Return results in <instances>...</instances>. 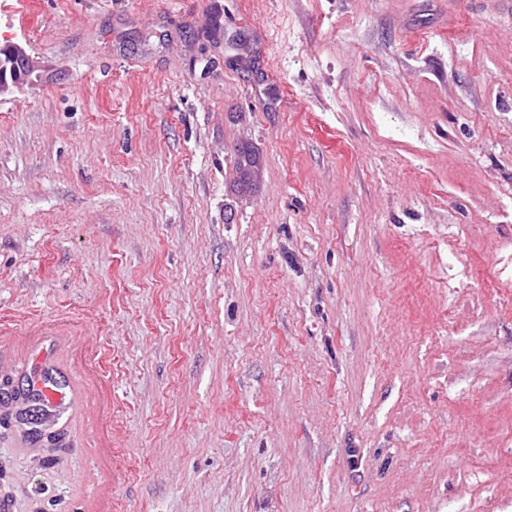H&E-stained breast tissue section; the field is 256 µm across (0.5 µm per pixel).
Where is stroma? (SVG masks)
I'll return each mask as SVG.
<instances>
[{
	"instance_id": "obj_1",
	"label": "stroma",
	"mask_w": 512,
	"mask_h": 512,
	"mask_svg": "<svg viewBox=\"0 0 512 512\" xmlns=\"http://www.w3.org/2000/svg\"><path fill=\"white\" fill-rule=\"evenodd\" d=\"M5 2L10 512H512V0ZM44 73L22 45L10 41L0 45V95L11 87L41 83Z\"/></svg>"
}]
</instances>
